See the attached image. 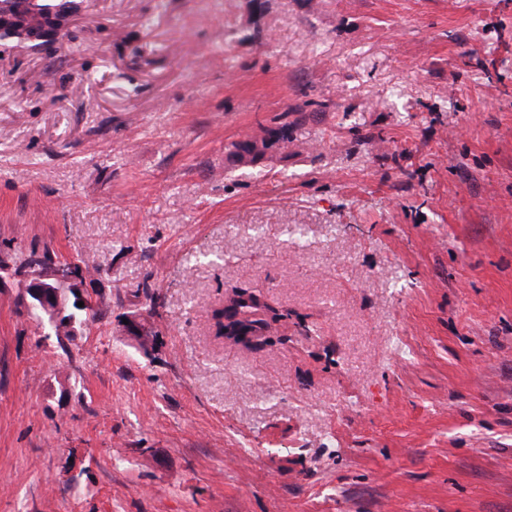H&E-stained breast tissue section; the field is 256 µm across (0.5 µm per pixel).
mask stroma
<instances>
[{
  "mask_svg": "<svg viewBox=\"0 0 512 512\" xmlns=\"http://www.w3.org/2000/svg\"><path fill=\"white\" fill-rule=\"evenodd\" d=\"M30 253L96 316L0 278V512H512V0L0 7ZM255 285L287 324L217 336ZM289 142L288 125H282L269 130L267 137L260 141L247 139L231 143L227 160L232 163H255L264 157L266 150L270 147L278 145L284 149L288 147ZM22 266L20 270L23 273V288L28 302L29 309L37 305L49 306V303H56L54 313L52 315V324H64L71 331L73 336L79 335L84 327L81 324L76 327L73 322L66 318L69 309L89 310L93 306L92 299L83 293L81 286L86 283L89 277L84 273L83 266L74 262H59L47 267L36 263L47 265L50 261L47 255L43 258L35 256V253L28 257L20 258ZM28 265V266H27ZM52 284H60L68 287L73 298L71 304L66 301L62 302L58 296V291L53 288ZM78 302H84L83 307H78Z\"/></svg>",
  "mask_w": 512,
  "mask_h": 512,
  "instance_id": "stroma-1",
  "label": "stroma"
}]
</instances>
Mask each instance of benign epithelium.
Instances as JSON below:
<instances>
[{
    "instance_id": "1",
    "label": "benign epithelium",
    "mask_w": 512,
    "mask_h": 512,
    "mask_svg": "<svg viewBox=\"0 0 512 512\" xmlns=\"http://www.w3.org/2000/svg\"><path fill=\"white\" fill-rule=\"evenodd\" d=\"M23 288L29 307L56 304L52 323L64 324L74 336L79 335L82 327H77L66 318L68 310L84 303L83 309L93 306L92 299L85 296L82 285L88 280L83 266L74 262H59L47 267L36 263L22 268Z\"/></svg>"
}]
</instances>
